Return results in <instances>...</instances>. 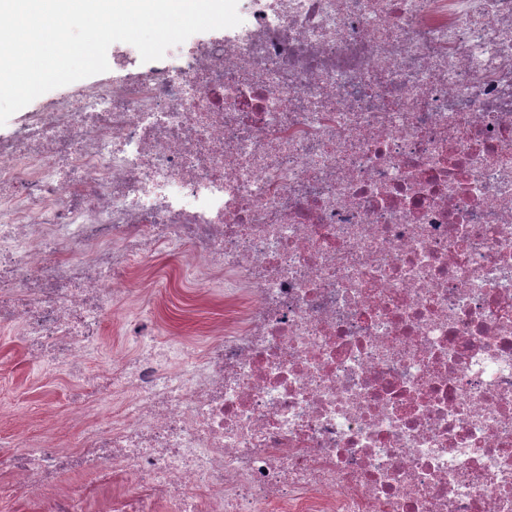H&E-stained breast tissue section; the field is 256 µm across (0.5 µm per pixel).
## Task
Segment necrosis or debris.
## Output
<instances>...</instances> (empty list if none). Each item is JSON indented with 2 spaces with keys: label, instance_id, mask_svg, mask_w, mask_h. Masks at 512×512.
I'll return each instance as SVG.
<instances>
[{
  "label": "necrosis or debris",
  "instance_id": "obj_1",
  "mask_svg": "<svg viewBox=\"0 0 512 512\" xmlns=\"http://www.w3.org/2000/svg\"><path fill=\"white\" fill-rule=\"evenodd\" d=\"M205 340L100 319L154 259ZM0 327L65 368L11 497L78 512H512V0H248L0 140ZM115 406L99 423V401ZM122 324L123 322L117 320L116 316H113L112 311L110 310H108L103 315L101 322V333L102 336L106 337V344L102 352L103 360H112V355L121 351L123 346L118 343V341L114 340V336H118L117 332ZM110 336H112V341Z\"/></svg>",
  "mask_w": 512,
  "mask_h": 512
}]
</instances>
